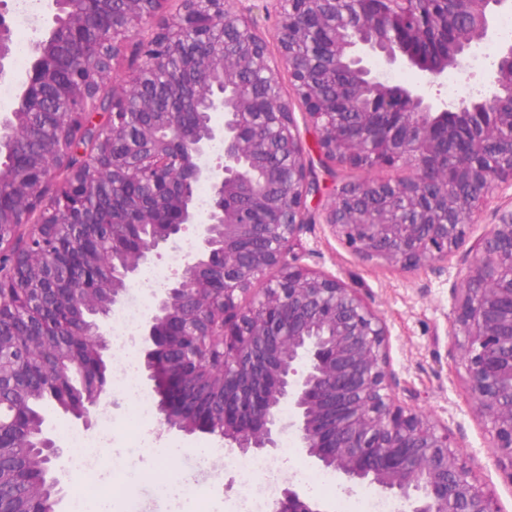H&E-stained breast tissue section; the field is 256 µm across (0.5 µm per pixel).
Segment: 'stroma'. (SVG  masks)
<instances>
[{
    "label": "stroma",
    "mask_w": 512,
    "mask_h": 512,
    "mask_svg": "<svg viewBox=\"0 0 512 512\" xmlns=\"http://www.w3.org/2000/svg\"><path fill=\"white\" fill-rule=\"evenodd\" d=\"M301 133L319 193L308 202L313 222L291 244L290 255L314 271L342 280L383 317L396 398L447 426L479 484L494 491L502 512H512V480L498 465L489 429L465 392L466 373L452 337L456 289L466 274L467 259L496 212L512 208V187H502L489 197L481 223L446 260L422 269L365 260L334 236L324 217L335 188L361 181L366 170L321 162L317 131L305 126ZM112 399V446L98 453V473L111 480L112 459L118 456L130 471L145 476L134 503L136 512H196L192 500L162 490L158 485L162 479L209 485L208 512H236L240 477L199 454L207 446L222 447L221 439L199 431L187 435L167 429L157 412L150 421H140L128 395L116 390Z\"/></svg>",
    "instance_id": "stroma-1"
}]
</instances>
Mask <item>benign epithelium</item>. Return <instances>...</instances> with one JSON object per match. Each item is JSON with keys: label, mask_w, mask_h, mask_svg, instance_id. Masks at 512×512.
Returning a JSON list of instances; mask_svg holds the SVG:
<instances>
[{"label": "benign epithelium", "mask_w": 512, "mask_h": 512, "mask_svg": "<svg viewBox=\"0 0 512 512\" xmlns=\"http://www.w3.org/2000/svg\"><path fill=\"white\" fill-rule=\"evenodd\" d=\"M453 9H448V2ZM74 0H48L44 34L18 82L14 105L0 118V147L13 155L0 171V308L54 311L0 365L4 385L20 391L58 388L59 407L83 428L112 405L105 374L78 390L66 383L86 364L43 342L74 325L100 363L109 350L106 317L123 304L141 266L175 243L186 226L198 247L182 272L154 298L141 325L147 384L170 429L202 431L241 454L270 453L292 431L297 451L353 485H373L403 500L408 512H501L494 492L473 478L448 427L401 405L388 372L383 319L336 277L285 259L311 215L317 190L292 100L235 92L243 76L274 88L273 58L256 21L235 0H181L156 23L164 0H113L112 17L70 12ZM277 52L322 154L372 171L398 167L394 181L370 176L336 190L325 221L359 257L405 268L448 258L478 223L493 192L512 186V43L490 64L486 87L449 102L429 89L463 69L472 42L495 35L492 13L508 0H273ZM65 26L100 64L102 37L117 56L127 44L153 53L130 75L113 78L108 138L60 177L54 156L20 148L30 106L52 108L46 90L71 57L53 42ZM152 30L144 39L140 33ZM12 28L0 12V75L7 73ZM381 56L393 67L425 75L409 88L389 85L367 66ZM166 73L170 107L160 114L147 87ZM74 112L90 108L86 85L60 88ZM138 112L130 135L128 101ZM224 115V124L210 117ZM224 143L207 161L210 145ZM112 184L102 219L87 199ZM210 188L206 210L195 192ZM52 188L51 223L78 232L63 244L46 236L31 213L39 190ZM109 224L112 252L103 262L90 228ZM259 292H254L258 283ZM248 303H242L244 297ZM453 336L467 375V393L492 434V452L512 481V209L496 213L457 288ZM200 381L219 385L220 407L195 398ZM292 410L284 422L281 405ZM27 411L0 409V468L5 450L21 446ZM28 467L14 470L27 490L26 512H47L41 472H66L63 451L48 431ZM271 512H323L285 488Z\"/></svg>", "instance_id": "1"}]
</instances>
